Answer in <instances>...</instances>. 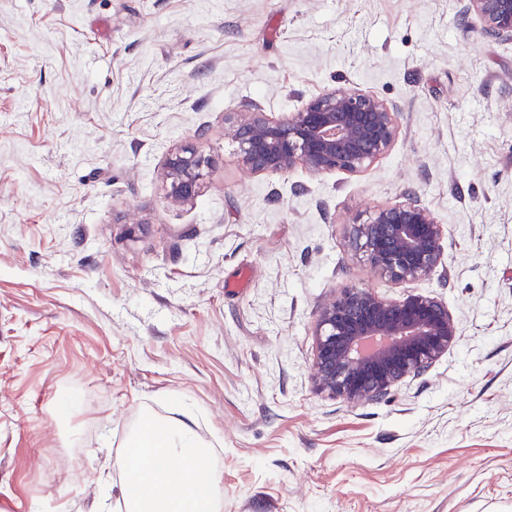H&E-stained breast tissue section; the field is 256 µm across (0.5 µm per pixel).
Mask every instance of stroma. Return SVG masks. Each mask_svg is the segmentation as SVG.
<instances>
[{
    "label": "stroma",
    "mask_w": 512,
    "mask_h": 512,
    "mask_svg": "<svg viewBox=\"0 0 512 512\" xmlns=\"http://www.w3.org/2000/svg\"><path fill=\"white\" fill-rule=\"evenodd\" d=\"M467 0H0V512H96L144 412L181 406L223 512H512V41ZM398 108L355 174L250 175L224 129L329 89ZM214 158L170 202L168 151ZM414 191L426 278L356 224ZM356 284L445 302L459 338L376 403L311 382Z\"/></svg>",
    "instance_id": "obj_1"
}]
</instances>
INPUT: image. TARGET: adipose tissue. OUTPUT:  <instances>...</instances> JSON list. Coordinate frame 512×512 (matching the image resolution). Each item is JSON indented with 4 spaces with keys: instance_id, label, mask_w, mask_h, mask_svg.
<instances>
[{
    "instance_id": "ef3b65f1",
    "label": "adipose tissue",
    "mask_w": 512,
    "mask_h": 512,
    "mask_svg": "<svg viewBox=\"0 0 512 512\" xmlns=\"http://www.w3.org/2000/svg\"><path fill=\"white\" fill-rule=\"evenodd\" d=\"M123 512H220V475L192 417L144 413L118 462Z\"/></svg>"
}]
</instances>
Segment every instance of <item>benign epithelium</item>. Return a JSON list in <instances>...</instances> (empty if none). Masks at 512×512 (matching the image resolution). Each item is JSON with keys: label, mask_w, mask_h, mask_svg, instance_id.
Segmentation results:
<instances>
[{"label": "benign epithelium", "mask_w": 512, "mask_h": 512, "mask_svg": "<svg viewBox=\"0 0 512 512\" xmlns=\"http://www.w3.org/2000/svg\"><path fill=\"white\" fill-rule=\"evenodd\" d=\"M483 32L512 40V0H468ZM397 108L372 95L329 89L285 119L243 112L227 134L238 161L254 174L358 173L386 153L398 135ZM213 159L191 145L172 149L165 162L168 196L176 204L199 193ZM371 267L392 281L429 275L440 263L443 225L413 200L377 210L356 227ZM313 383L352 403L388 397L419 377L455 344L459 327L436 297L410 293L389 300L348 285L321 307L314 326Z\"/></svg>", "instance_id": "7a95c632"}]
</instances>
